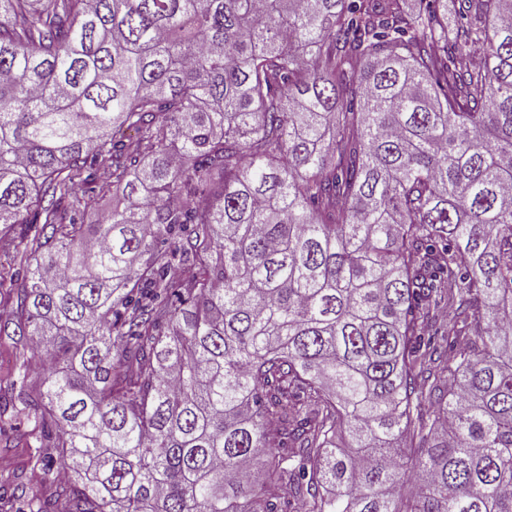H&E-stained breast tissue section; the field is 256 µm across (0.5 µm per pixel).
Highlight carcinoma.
I'll return each instance as SVG.
<instances>
[{
	"label": "carcinoma",
	"instance_id": "carcinoma-1",
	"mask_svg": "<svg viewBox=\"0 0 512 512\" xmlns=\"http://www.w3.org/2000/svg\"><path fill=\"white\" fill-rule=\"evenodd\" d=\"M455 16L0 0L28 512H512V0Z\"/></svg>",
	"mask_w": 512,
	"mask_h": 512
}]
</instances>
